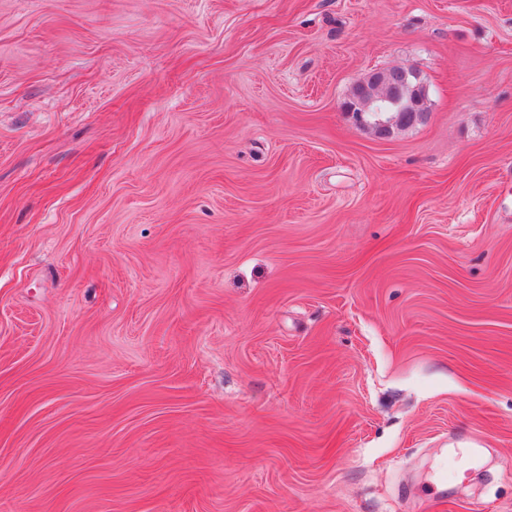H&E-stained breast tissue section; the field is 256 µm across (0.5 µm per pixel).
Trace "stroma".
<instances>
[{"mask_svg":"<svg viewBox=\"0 0 512 512\" xmlns=\"http://www.w3.org/2000/svg\"><path fill=\"white\" fill-rule=\"evenodd\" d=\"M511 464L512 0H0V512H512ZM391 72H402L409 76L408 83L403 87L399 97H394L387 83L388 74ZM417 75L412 71L403 67H392L388 69V73H380L376 82L369 85L368 90L360 94L357 86L351 92L348 100L352 101L358 109L365 111L368 123H374L378 119H384L389 113L395 111L400 106L412 101L417 94ZM397 103V104H395ZM379 111V112H378ZM399 117L395 115L389 116L387 120L377 121V135L379 137H387L391 133V126Z\"/></svg>","mask_w":512,"mask_h":512,"instance_id":"35a3bbf8","label":"stroma"}]
</instances>
